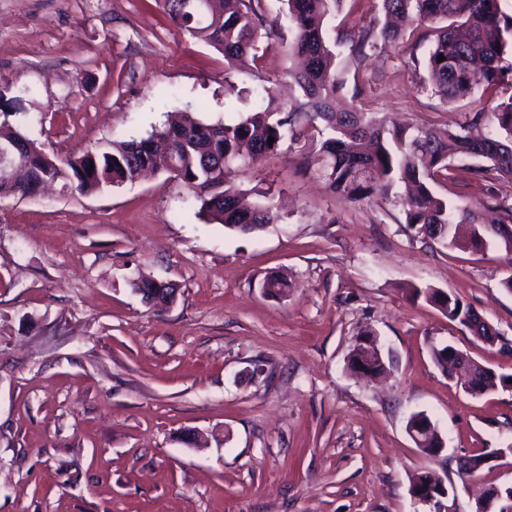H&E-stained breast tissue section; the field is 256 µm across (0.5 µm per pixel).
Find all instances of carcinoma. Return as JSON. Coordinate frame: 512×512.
Returning <instances> with one entry per match:
<instances>
[{
    "instance_id": "carcinoma-1",
    "label": "carcinoma",
    "mask_w": 512,
    "mask_h": 512,
    "mask_svg": "<svg viewBox=\"0 0 512 512\" xmlns=\"http://www.w3.org/2000/svg\"><path fill=\"white\" fill-rule=\"evenodd\" d=\"M347 1L360 2L287 0L292 30L288 50L303 61L299 70L290 73L301 95L297 103L284 106L269 79L258 101L252 100L253 90L228 81L225 95L249 106L246 118L234 123H204L185 112H169L163 126L146 137L114 141L107 150H88L66 160L42 155L31 139L32 150L22 157L26 179H0V193L32 199L38 196L39 182L46 180L69 192L92 194L133 182L141 172L152 170L184 184L198 204L195 215L228 230L253 233L278 222L280 215L268 200L252 206L243 203L235 165L254 166L288 139L318 149L319 177L332 193L350 202L393 197L402 206L405 228L412 234L448 249L484 251L490 238L477 229V211L449 202L433 185L490 176L512 184V98L483 105L457 131L434 126L413 129L356 104L336 109L344 79L337 70L327 21ZM155 2L192 38L220 50L229 69L257 62L261 39L269 44L280 39L276 22L261 14V0ZM379 2L383 24L352 26L349 41L357 58L365 59L366 47L379 40L430 42L426 70L433 93L446 104L470 97L477 89L485 94L512 73V68L501 65L506 49L512 47V15L502 11L501 0ZM441 55L445 61L440 63ZM490 126L491 133L486 131ZM291 287L290 278L277 272L261 284L271 297L285 296ZM408 296L437 308L483 342L492 345L499 336L485 326L474 328L475 309L454 293L414 286ZM374 335L370 327L361 332L349 354L350 371H360L364 377L386 371L385 355L370 348ZM449 352L456 364H462L466 353L449 344L432 346L434 362L445 374ZM489 457L488 453L469 456L459 462V469L475 478Z\"/></svg>"
}]
</instances>
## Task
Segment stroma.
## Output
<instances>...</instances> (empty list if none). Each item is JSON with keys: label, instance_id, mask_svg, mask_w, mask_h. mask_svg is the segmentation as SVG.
<instances>
[{"label": "stroma", "instance_id": "35a3bbf8", "mask_svg": "<svg viewBox=\"0 0 512 512\" xmlns=\"http://www.w3.org/2000/svg\"><path fill=\"white\" fill-rule=\"evenodd\" d=\"M335 51L342 103L415 127L472 113L471 99L432 93L426 45L380 42L363 61L348 42ZM294 65L271 47L227 73L153 0H0V122H25L61 159L147 136L168 111L238 121L225 78L255 88ZM240 182L280 202L281 220L253 234L205 223L162 174L0 199V512H434L410 494L424 467L451 487L447 512H472L480 488L512 484V390L465 393L431 348L499 374L512 351L406 295L451 291L512 341L505 250L414 237L398 203L337 196L288 141ZM438 192L512 202V184L490 179ZM273 272L293 281L288 296L264 295ZM142 273L175 302L146 305ZM367 327L391 358L378 382L347 368ZM415 412L438 426L439 459L409 437ZM195 431L204 447L188 444ZM493 449L501 458L463 480L459 458Z\"/></svg>", "mask_w": 512, "mask_h": 512}]
</instances>
